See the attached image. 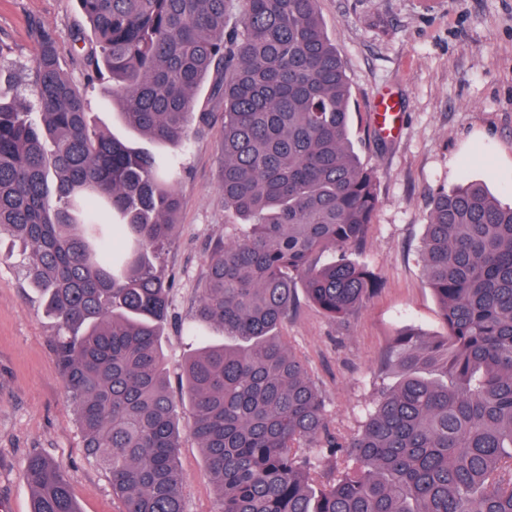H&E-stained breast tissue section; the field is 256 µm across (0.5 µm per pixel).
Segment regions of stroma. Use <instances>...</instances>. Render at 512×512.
<instances>
[{
  "mask_svg": "<svg viewBox=\"0 0 512 512\" xmlns=\"http://www.w3.org/2000/svg\"><path fill=\"white\" fill-rule=\"evenodd\" d=\"M325 31L351 88L350 138L378 175L380 203L357 256L382 283L361 310L332 321L307 299L282 333L302 352L321 388L335 432L357 433L397 370L382 356L400 333H447L420 250L429 202L438 191L477 181L512 203V0H319ZM59 43L61 63L85 89L92 120L129 146L171 156L179 171L178 227L161 256L173 279L172 319L162 349L171 392L197 348L186 327L195 313L206 259L233 216L224 209L220 126L189 124L184 148L154 143L125 127L112 103L111 76L86 84L73 35L88 29L76 0H0V99L35 105L32 22ZM398 101L401 131L378 132L371 106L381 94ZM26 257L0 237V512H30L27 458L63 466L81 512H122L106 472L87 460L50 342L56 327L23 274ZM189 512H216L204 455L184 438L178 453Z\"/></svg>",
  "mask_w": 512,
  "mask_h": 512,
  "instance_id": "1",
  "label": "stroma"
}]
</instances>
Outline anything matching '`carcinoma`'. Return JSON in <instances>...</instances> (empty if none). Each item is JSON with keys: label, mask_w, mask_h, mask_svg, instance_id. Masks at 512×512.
<instances>
[{"label": "carcinoma", "mask_w": 512, "mask_h": 512, "mask_svg": "<svg viewBox=\"0 0 512 512\" xmlns=\"http://www.w3.org/2000/svg\"><path fill=\"white\" fill-rule=\"evenodd\" d=\"M77 3L90 34L75 40L97 47L87 84L109 72L125 122L152 140L186 144L195 92L216 75L224 209L240 220L213 248L197 306L224 343L185 359L176 396L156 253L177 226V173L95 126L55 38L31 24L39 119L0 102V235L29 251L83 448L123 512H189L184 436L203 448L215 512H512V205L479 182L433 196L421 258L447 334L398 335L384 355L398 380L357 434H336L281 328L299 283L335 321L381 288L354 256L379 193L349 137L351 89L317 0ZM25 476L31 512H80L50 457L31 455Z\"/></svg>", "instance_id": "cac0c4a2"}]
</instances>
